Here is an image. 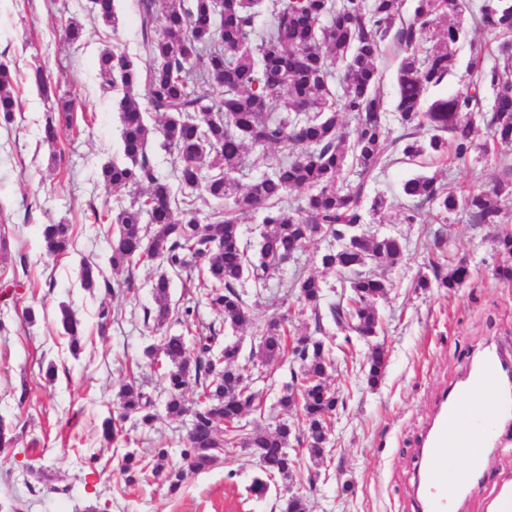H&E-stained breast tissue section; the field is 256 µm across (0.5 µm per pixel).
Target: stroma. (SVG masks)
Returning <instances> with one entry per match:
<instances>
[{
  "label": "stroma",
  "mask_w": 512,
  "mask_h": 512,
  "mask_svg": "<svg viewBox=\"0 0 512 512\" xmlns=\"http://www.w3.org/2000/svg\"><path fill=\"white\" fill-rule=\"evenodd\" d=\"M115 8L118 24L112 28L92 17L87 0H0V59L16 67L20 100L11 124L0 125V236L7 239L0 248V422L15 437L10 449L0 452V499L19 496L25 502L21 512H84L93 504L98 512H282L281 488L270 487L260 500L250 493L262 471L238 448L226 449L227 464L188 476L174 495L152 479L126 485L121 473L126 453L148 460L164 447L169 464L177 465L186 445L190 419L164 413L165 385L149 367L145 349L165 333H206L221 316L175 277L170 304L191 307L190 322L172 319L162 332L151 333L142 316L154 305L151 282L162 265H137L132 289L114 286L109 255L115 227L105 214L119 204L107 195L99 173L122 156L121 123L115 95L99 89L95 61L109 45L137 67L146 65L136 0H115ZM69 17L85 26L82 44L63 37L62 23ZM39 68L54 86L77 94L73 126L53 146L41 139L46 108L32 81ZM436 170L453 193L473 184L491 187L501 173L492 158L477 152L467 163L440 164ZM414 171L411 164H391L371 187L388 207L369 218L370 229L399 237L405 246L396 264L371 268L391 284L377 304L379 335L347 343L330 324L322 335L336 358L329 381L339 403L325 457L297 454L292 488L304 497L307 512H418V449L439 396L464 381L478 358L512 350V282L494 275L506 260L494 238L512 233V199L503 202L502 221L493 230L470 223L460 211L433 224H409L401 185ZM46 224L71 226L70 254L54 261L45 256ZM325 246L322 240L308 243L269 280L267 290L258 293L245 284L248 304L269 317L290 312L292 335H314V312L298 302L288 283L298 268L319 274L329 286L327 300L338 299L335 274L323 272L317 261ZM85 258L100 267L102 284L90 291L79 278ZM461 260L471 271L464 288L450 293L417 287L433 263L448 270ZM64 305L83 324L76 353L60 324ZM105 308L110 316L104 322L99 314ZM258 336L252 327L237 334L238 365L261 400L260 411L247 420L266 426L296 420L298 408L278 404L294 362L286 355L270 362L253 356ZM375 345L384 347L388 363L382 381L372 387L363 366ZM133 378L152 397L158 418L150 429L126 421L128 441H104L101 424L116 413L120 386ZM497 437L498 450L489 454L455 512H489L503 486L512 483V435L501 428Z\"/></svg>",
  "instance_id": "1"
}]
</instances>
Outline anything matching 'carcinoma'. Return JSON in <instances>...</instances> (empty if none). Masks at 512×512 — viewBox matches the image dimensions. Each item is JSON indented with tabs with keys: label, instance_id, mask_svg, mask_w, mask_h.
I'll list each match as a JSON object with an SVG mask.
<instances>
[{
	"label": "carcinoma",
	"instance_id": "1",
	"mask_svg": "<svg viewBox=\"0 0 512 512\" xmlns=\"http://www.w3.org/2000/svg\"><path fill=\"white\" fill-rule=\"evenodd\" d=\"M95 17L106 26L116 23L114 0H92ZM142 46L149 60L145 74L121 50L108 47L98 54L100 90L108 94L119 87L123 162L101 167L100 181L107 193L120 198L132 195L129 205L112 214L117 235L112 239V269L160 261L172 272L188 270L196 262L205 276L194 286L222 315L220 326L195 337L189 354L185 337L164 336L158 346L146 348L150 365L162 371L166 384L165 411L171 418L194 417L183 464L167 463L168 449H154L149 466L129 452L124 457L126 482L135 484L150 476L161 480L168 493H177L186 477L226 463L224 449L247 446L256 456L264 478L252 481L249 491L263 498L274 478L292 480L296 458L288 455L290 438L319 458L331 431L339 401L329 387L334 360L329 346L310 336L295 337L288 347V317L266 321L244 299L243 284L252 282L256 292L267 288L282 262L316 238L334 244L319 255L320 265L339 276L349 289L345 301L320 309L326 282L315 274L298 273L291 288L298 299L312 307L316 331L324 322L344 333L369 339L381 329L377 303L390 283L363 273L370 263H397L403 256L401 240L393 235L360 232L365 212L376 214L387 206L381 195L364 208L367 190L381 170L393 162L419 168L433 163H465L479 149L494 157L505 178L490 189L473 188L450 193L437 177L419 173L407 179L402 194L412 205L404 220L427 224L443 213L462 210L474 224H499L501 202L512 197V0H486L474 12L469 0H347L335 8L331 0H221L219 26H214V0H137ZM491 34L502 36L495 48L498 63L484 65L488 48L467 39V19ZM67 39L77 44L85 36L75 18L64 22ZM439 41L423 46L435 33ZM399 51L395 71L396 112L399 134L388 125L387 109L379 92L382 73L377 62L386 46ZM468 47V81L450 94H439L457 67V55ZM338 65L341 71L332 69ZM209 86L215 95H202L188 81ZM34 82L52 101L43 129V141L55 143L59 128L70 125L68 101L51 100L55 90L43 70ZM17 75L0 61V118L9 123L19 110ZM153 111L161 114L165 142L176 150L181 166L175 178L181 199L150 163L146 146L151 129L138 102L140 85ZM493 102L484 110V93ZM353 112L358 125L347 135L339 113ZM486 127L483 144L475 143L478 123ZM429 137L419 139L421 128ZM277 145L284 154L272 171L242 188L234 173L248 164L246 149ZM306 195L294 202L291 193ZM217 202L204 215L199 203ZM183 204L174 216L173 204ZM259 211L263 231L257 241L241 229L240 216ZM153 227L146 236L142 221ZM49 259L65 255L72 247L67 224H47L41 232ZM99 270L82 263L83 288L97 287ZM433 279L422 277L417 287L453 291L470 279L466 264L451 272L432 267ZM171 279L160 275L152 284L154 309L143 310V324L158 331L171 319ZM60 323L77 353L83 325L69 307H60ZM248 326L261 330L258 353L270 361L291 350L300 362L299 373L283 386L278 398L288 410L300 397V416L275 427L242 423L260 408L259 394L245 383L237 362L241 348L223 335ZM386 369L382 347L372 349L364 365L366 382L378 385ZM197 395L193 406L187 394ZM119 414L101 424V437L127 436L122 425L133 417L143 428L153 427L157 414L151 399L136 383L119 390Z\"/></svg>",
	"mask_w": 512,
	"mask_h": 512
}]
</instances>
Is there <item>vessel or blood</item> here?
I'll list each match as a JSON object with an SVG mask.
<instances>
[{
  "instance_id": "obj_1",
  "label": "vessel or blood",
  "mask_w": 512,
  "mask_h": 512,
  "mask_svg": "<svg viewBox=\"0 0 512 512\" xmlns=\"http://www.w3.org/2000/svg\"><path fill=\"white\" fill-rule=\"evenodd\" d=\"M512 416V394L502 390L498 379V359H484L468 384L462 402H442L430 427L423 464L418 472L424 489L422 512H449L451 491L465 482V474H449L439 459L441 448L453 445L466 450L471 462L489 447V430L495 418Z\"/></svg>"
}]
</instances>
